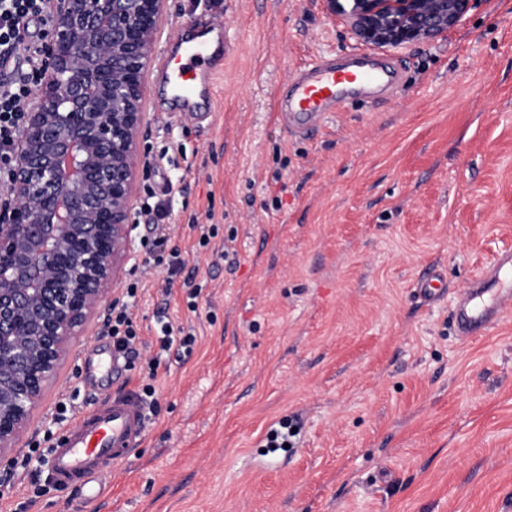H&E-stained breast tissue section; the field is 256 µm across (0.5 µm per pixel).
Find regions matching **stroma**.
Returning <instances> with one entry per match:
<instances>
[{
  "label": "stroma",
  "instance_id": "1",
  "mask_svg": "<svg viewBox=\"0 0 512 512\" xmlns=\"http://www.w3.org/2000/svg\"><path fill=\"white\" fill-rule=\"evenodd\" d=\"M219 15L212 111H156L146 82L136 204L166 177L178 191L160 225L136 213L112 290L140 356L92 392L80 353L112 347L93 318L21 452L64 441L63 409L150 383L147 432L105 469L102 512H512V309L466 339L453 322L489 271L512 285V0H473L448 33L398 49L357 42L325 0H167L159 37ZM366 51L396 72L391 92L301 133L280 125L291 76ZM174 252L172 276L153 259ZM436 271L447 288L430 302L418 284ZM163 321L193 333L191 354L159 353ZM282 417L284 464L262 442ZM89 510L46 468L0 476V512Z\"/></svg>",
  "mask_w": 512,
  "mask_h": 512
}]
</instances>
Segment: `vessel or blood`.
Here are the masks:
<instances>
[{
	"label": "vessel or blood",
	"mask_w": 512,
	"mask_h": 512,
	"mask_svg": "<svg viewBox=\"0 0 512 512\" xmlns=\"http://www.w3.org/2000/svg\"><path fill=\"white\" fill-rule=\"evenodd\" d=\"M157 67L164 83L173 91L171 109L192 112L211 107V89L220 68L203 34L186 38L177 52H161ZM394 74L364 57L336 66L319 64L302 71L290 81V91L279 101L281 121L297 131L303 122L321 123L353 91L390 90ZM475 290L461 295L455 306L460 336L467 337L479 322L499 315L504 301L478 309ZM148 422L140 400L131 393L104 400L77 419L67 432L62 447L54 449L51 475L60 483L78 482L83 500L99 499L103 489L99 470L108 462L126 458L145 435Z\"/></svg>",
	"instance_id": "vessel-or-blood-1"
}]
</instances>
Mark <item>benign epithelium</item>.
<instances>
[{
    "label": "benign epithelium",
    "instance_id": "benign-epithelium-1",
    "mask_svg": "<svg viewBox=\"0 0 512 512\" xmlns=\"http://www.w3.org/2000/svg\"><path fill=\"white\" fill-rule=\"evenodd\" d=\"M165 0H49L40 78L0 200V468L132 250L145 76ZM471 0H327L355 38L448 32Z\"/></svg>",
    "mask_w": 512,
    "mask_h": 512
}]
</instances>
